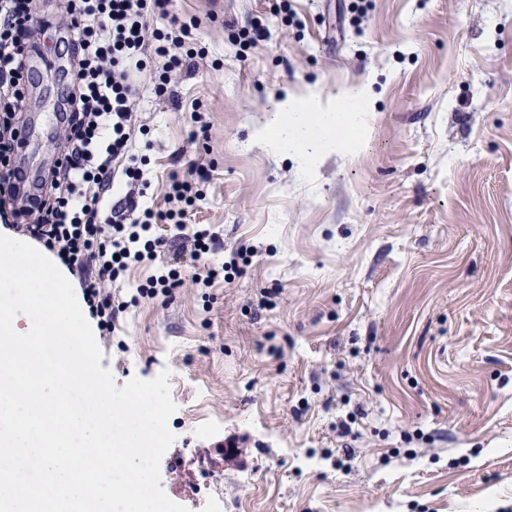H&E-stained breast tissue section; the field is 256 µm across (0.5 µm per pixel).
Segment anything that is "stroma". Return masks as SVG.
Instances as JSON below:
<instances>
[{
	"label": "stroma",
	"instance_id": "stroma-1",
	"mask_svg": "<svg viewBox=\"0 0 512 512\" xmlns=\"http://www.w3.org/2000/svg\"><path fill=\"white\" fill-rule=\"evenodd\" d=\"M36 35L22 162L56 157L70 21ZM204 60L140 75L145 203L203 169L190 212L232 283L144 299L99 340L117 385L170 371L161 486L188 512H512V0H171ZM265 26L258 47L243 29ZM359 85L367 132L312 171L254 143L281 96ZM208 124L199 134L191 120ZM212 424L209 434L200 423Z\"/></svg>",
	"mask_w": 512,
	"mask_h": 512
}]
</instances>
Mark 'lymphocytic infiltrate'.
Masks as SVG:
<instances>
[{
	"label": "lymphocytic infiltrate",
	"instance_id": "obj_1",
	"mask_svg": "<svg viewBox=\"0 0 512 512\" xmlns=\"http://www.w3.org/2000/svg\"><path fill=\"white\" fill-rule=\"evenodd\" d=\"M70 36L57 51L70 62L57 120L64 130L62 155L26 192L16 164L19 116L27 109L32 80L27 57L33 47L32 0H0V220L41 243L76 275L89 313L102 334H110L128 305L142 298L169 296L177 273L158 265L146 286L129 301H115L112 285L130 266L156 261L173 251L200 261L214 251L209 229L186 221V210L202 200L186 181L173 182L166 210L143 207V172L132 152L138 74L148 54L162 58V81L196 66L199 50L189 45L186 25L158 27L170 0H62ZM126 191L113 197L117 178ZM169 223L163 237L158 223Z\"/></svg>",
	"mask_w": 512,
	"mask_h": 512
}]
</instances>
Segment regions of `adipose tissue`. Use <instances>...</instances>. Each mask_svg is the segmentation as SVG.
<instances>
[{"mask_svg":"<svg viewBox=\"0 0 512 512\" xmlns=\"http://www.w3.org/2000/svg\"><path fill=\"white\" fill-rule=\"evenodd\" d=\"M361 89L344 91L336 102H295L284 97L275 102L274 119L261 129L257 142L293 152L306 167H313L323 153H345L359 142L364 130L362 108H348L351 99L365 100Z\"/></svg>","mask_w":512,"mask_h":512,"instance_id":"ef3b65f1","label":"adipose tissue"}]
</instances>
